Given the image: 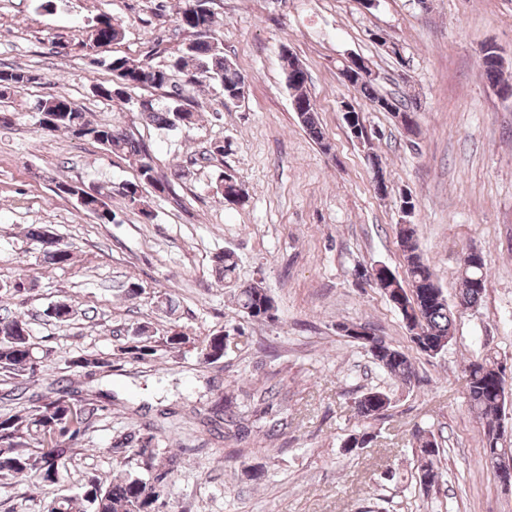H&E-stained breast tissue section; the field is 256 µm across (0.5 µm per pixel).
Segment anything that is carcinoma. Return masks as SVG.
<instances>
[{"label": "carcinoma", "instance_id": "cac0c4a2", "mask_svg": "<svg viewBox=\"0 0 512 512\" xmlns=\"http://www.w3.org/2000/svg\"><path fill=\"white\" fill-rule=\"evenodd\" d=\"M210 0H183L179 12L180 27L191 33L192 39L185 43L180 53L171 57L167 64L133 61L126 57H112L104 61L114 79L93 85L96 96L107 101L121 102L128 91L137 88L162 89L168 87L173 73L184 76V86L194 88L203 84H215L224 91V97H235L245 86L244 77L234 63L224 55L221 42L210 37L214 16L209 8ZM123 26L116 19L102 15L91 25V46L105 48L121 39ZM483 73L490 85L501 91L512 90V81L504 78V64L495 61L493 48L485 49L482 62ZM36 76L27 70L13 67L0 68V101L9 98L17 90L35 82ZM308 75L288 76V88L292 91V106L309 137L323 150L330 149L320 127L317 110L310 107L307 91ZM376 80H353L352 87L381 112L394 115L408 111L410 104L396 97L380 95L375 89ZM38 104L54 114V132H64L76 138L93 140L107 150L126 157L137 171V179L118 186L116 192L127 204L138 208L146 220L154 218V212L144 188L149 186L154 193L164 194L169 190L168 180L160 177L152 157L145 145L112 125L92 123L85 112L79 109L64 92H59ZM143 113L154 124L162 128H174L191 124L196 112L188 100L178 96L163 110L153 103H141ZM221 196L230 202L242 203L246 195L231 175L223 174L216 179ZM88 214L96 215L100 224H112L116 214L105 201L103 194L90 197L79 204ZM400 246L407 264L408 282L395 279L386 287L395 286L403 293V300L393 305L402 321L412 323L408 331L420 328V333L411 337L414 346L430 344L450 345L455 338L456 322L466 308H475L483 301L487 279V264L482 253L475 251L474 265L460 270V288L457 302L448 303L439 286L431 264L424 257L416 231L411 224H402L397 232ZM30 238L41 246L43 261L58 267L72 259L67 246L55 241L41 227L29 230ZM237 268V257L231 250L215 257L213 272L222 279L233 277ZM274 299L260 283H251L238 288L235 306L242 317L257 320L265 317L272 308ZM50 317L66 322L74 309L65 300L56 301L49 309ZM135 339L121 349L122 354L133 361H142L157 353L154 345L155 331L151 324L141 323L133 329ZM32 330L29 321L22 315L0 317V380L12 381L14 387L23 384L25 376L35 374L38 366ZM378 351L370 352L375 363L391 378L408 385L415 378V368L409 355L396 348L382 336L374 338ZM198 351H209L219 360L224 357V335L210 334L197 341ZM469 408L482 428V451L489 465H494V449L501 447L503 434L499 432L500 388L503 377L496 369L495 358L490 354L477 356L464 368ZM59 387L33 399L26 397V389L16 394V406L11 412L0 416V485L28 473L38 472L47 482L59 479L61 470L71 460L74 447L86 435L101 408L91 398L75 394L66 379L57 380ZM390 406L389 396L374 390L363 394L354 402V413L365 423L378 419ZM210 424L214 429L220 425L242 430L240 411L230 399L218 401L210 408ZM416 446L412 453L419 465L412 475L415 485L427 495L439 484V472L435 464L444 449L440 448L433 432L423 428L414 431ZM120 448L134 451L136 466L120 470L107 485L90 480L77 495H64L55 500L49 512H158V502L167 493L172 469L157 463L155 435L132 430L125 434Z\"/></svg>", "mask_w": 512, "mask_h": 512}]
</instances>
